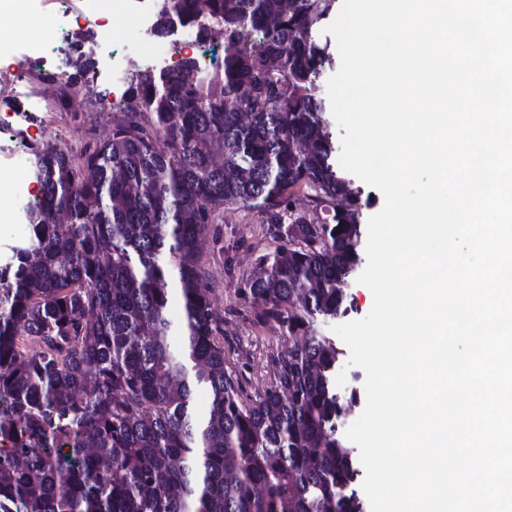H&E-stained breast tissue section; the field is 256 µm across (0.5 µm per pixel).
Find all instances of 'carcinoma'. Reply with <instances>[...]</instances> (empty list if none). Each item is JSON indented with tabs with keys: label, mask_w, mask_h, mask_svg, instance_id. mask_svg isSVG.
Wrapping results in <instances>:
<instances>
[{
	"label": "carcinoma",
	"mask_w": 512,
	"mask_h": 512,
	"mask_svg": "<svg viewBox=\"0 0 512 512\" xmlns=\"http://www.w3.org/2000/svg\"><path fill=\"white\" fill-rule=\"evenodd\" d=\"M333 2L157 0L154 34L224 41V70L129 71L105 139L30 147L41 198L0 266V512H361L342 352L308 333L346 312L361 237L315 97ZM230 208L287 223L246 291L259 319L305 333L253 397L200 265Z\"/></svg>",
	"instance_id": "carcinoma-1"
}]
</instances>
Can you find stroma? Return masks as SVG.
Wrapping results in <instances>:
<instances>
[{
	"label": "stroma",
	"mask_w": 512,
	"mask_h": 512,
	"mask_svg": "<svg viewBox=\"0 0 512 512\" xmlns=\"http://www.w3.org/2000/svg\"><path fill=\"white\" fill-rule=\"evenodd\" d=\"M125 84L119 71L101 81L98 101L84 104L78 119L87 137H95L105 119V108L117 103ZM219 247L208 258L209 279L216 307L224 316V347L230 369L240 375L246 394L270 387L275 374L274 360L291 344L277 325L260 322L258 309L245 288L253 276L260 256L283 245L276 225L263 223L259 213L244 208L225 211L223 221L211 225Z\"/></svg>",
	"instance_id": "obj_1"
}]
</instances>
